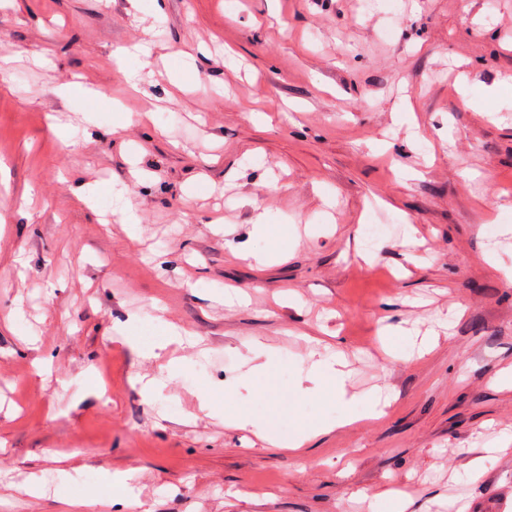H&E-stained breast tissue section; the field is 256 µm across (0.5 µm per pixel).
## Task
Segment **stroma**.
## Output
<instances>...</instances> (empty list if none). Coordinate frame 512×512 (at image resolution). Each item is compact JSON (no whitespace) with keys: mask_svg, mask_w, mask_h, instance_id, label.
Returning <instances> with one entry per match:
<instances>
[{"mask_svg":"<svg viewBox=\"0 0 512 512\" xmlns=\"http://www.w3.org/2000/svg\"><path fill=\"white\" fill-rule=\"evenodd\" d=\"M360 3L164 0L158 22L152 0H0L12 512H64L62 493L125 512L117 472L145 512H392L403 487L404 512H512V386L491 382L512 369V247L488 244L512 239V0H400L394 17ZM148 27L135 90L113 55ZM69 81L126 129L63 140L81 119ZM72 173L103 185L101 212ZM372 224L388 232L366 251ZM229 286L243 302L225 304ZM167 322L192 342L167 343ZM338 354L342 398L316 369ZM376 391L382 419L270 449Z\"/></svg>","mask_w":512,"mask_h":512,"instance_id":"stroma-1","label":"stroma"}]
</instances>
